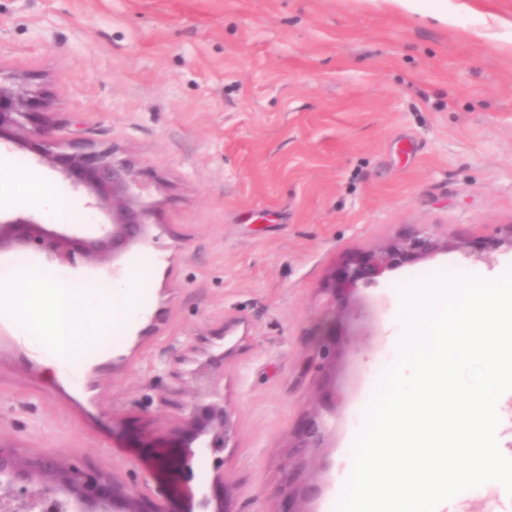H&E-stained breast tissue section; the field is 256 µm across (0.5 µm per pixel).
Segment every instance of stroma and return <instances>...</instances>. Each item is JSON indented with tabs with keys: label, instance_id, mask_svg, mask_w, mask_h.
Here are the masks:
<instances>
[{
	"label": "stroma",
	"instance_id": "obj_1",
	"mask_svg": "<svg viewBox=\"0 0 512 512\" xmlns=\"http://www.w3.org/2000/svg\"><path fill=\"white\" fill-rule=\"evenodd\" d=\"M0 0V68L35 77L51 122L113 148L152 204L145 316L98 350L87 386L0 348V439L74 458L197 512L203 448L166 447L197 400L191 347L230 353L215 380L238 422L224 452L237 512H280L288 445L333 408L316 462L329 512L377 374L393 362L397 288L512 271V0ZM89 221V198L19 146ZM415 232L464 242L360 287L337 319L336 366L311 362L349 258Z\"/></svg>",
	"mask_w": 512,
	"mask_h": 512
}]
</instances>
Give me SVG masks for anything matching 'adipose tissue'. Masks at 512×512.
Returning a JSON list of instances; mask_svg holds the SVG:
<instances>
[{"mask_svg": "<svg viewBox=\"0 0 512 512\" xmlns=\"http://www.w3.org/2000/svg\"><path fill=\"white\" fill-rule=\"evenodd\" d=\"M29 202L42 208L50 221L77 219L71 202L43 178L29 172L26 163L12 159L0 163V208Z\"/></svg>", "mask_w": 512, "mask_h": 512, "instance_id": "1", "label": "adipose tissue"}]
</instances>
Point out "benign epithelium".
I'll return each instance as SVG.
<instances>
[{
  "mask_svg": "<svg viewBox=\"0 0 512 512\" xmlns=\"http://www.w3.org/2000/svg\"><path fill=\"white\" fill-rule=\"evenodd\" d=\"M13 142L33 153L61 175L75 190L84 191L89 205L107 222L102 235L78 239L47 230L32 216L0 220V251L13 243L48 255L75 251L98 263L118 259L148 237L149 206L133 192L138 174L130 164L114 157L112 148L56 132L50 121V99L28 76L0 70V140ZM455 248L429 233H413L348 260L332 281L329 315L342 316L359 286L378 282L385 273L408 261L428 258ZM336 340L325 331L318 337L312 361L327 373L336 364ZM225 364V353L212 354L192 371L194 378L210 375ZM206 403L194 402L186 409L176 431L181 447L206 448L214 456L211 485L202 490L198 512H236V489L224 481L221 453L237 436L232 409L219 397L214 383L204 387ZM331 433L328 411H309L293 432L288 457V512H313L306 507L321 491L313 481L311 467L326 447ZM165 512L158 499H151L106 473L91 474L79 464L36 451L22 452L0 439V509L3 512Z\"/></svg>",
  "mask_w": 512,
  "mask_h": 512,
  "instance_id": "obj_1",
  "label": "benign epithelium"
}]
</instances>
